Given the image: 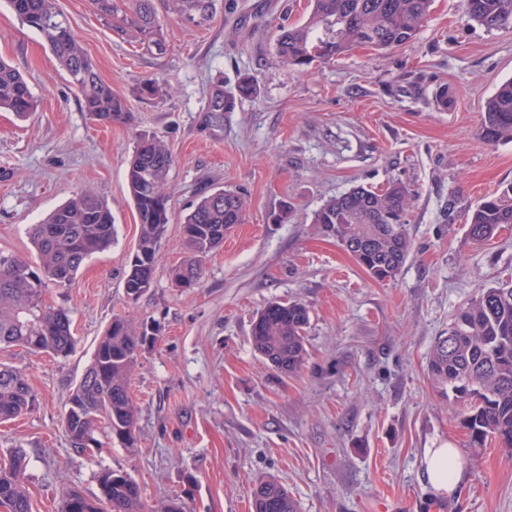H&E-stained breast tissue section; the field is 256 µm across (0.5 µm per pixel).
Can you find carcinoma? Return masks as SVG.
<instances>
[{"label": "carcinoma", "instance_id": "1", "mask_svg": "<svg viewBox=\"0 0 512 512\" xmlns=\"http://www.w3.org/2000/svg\"><path fill=\"white\" fill-rule=\"evenodd\" d=\"M433 0H313L305 22L283 24L274 60L306 72L324 59L357 45L385 51L410 42L429 19ZM27 26L38 31L59 67L77 90L84 111L101 123L128 117L125 97L103 81L97 66L57 7V0H8ZM97 14L127 40L157 55L166 51L154 0H91ZM172 16L196 26L213 18L214 0H165ZM463 13L491 31L512 25V0H463ZM139 94L160 98L167 86L148 79ZM256 90L241 82L227 94L224 84L209 90L207 111L221 118ZM37 100L22 73L0 60V111L25 118ZM481 140L489 145L512 142V80L504 82L485 104ZM172 156L155 137L139 140L127 169V186L139 233L130 256L124 292L136 302L152 288L160 248L170 224L167 186ZM412 197L405 186L383 189L355 186L324 203L313 223L333 236L374 279L396 277L410 253L407 214ZM246 199L240 192L218 189L203 196L186 215L182 238L188 259L172 268L180 288H194L203 277L202 259L224 242L226 233L244 221ZM512 224V183L483 197L471 210L469 238L487 241ZM116 235L112 209L91 189L55 208L31 228L36 262L0 252V347H21L54 358L74 351L69 312L46 301L51 286L65 288L86 261L112 246ZM309 311L297 301H273L252 324L254 350L283 375L298 372L307 359ZM161 325L153 319L115 315L99 339L92 363L68 397L63 427L72 449L93 455L114 441L137 447L138 408L130 395V379L142 353L159 341ZM427 372L438 396L457 411L470 443L476 448L496 440L512 447V286L481 288L461 306L448 334L432 346ZM38 395L19 368L0 363V422L34 410ZM25 452L14 451L0 464V502L12 512H33L25 486ZM100 494L76 488L63 499L62 512H143L142 488L122 469L105 468L97 476ZM252 512H298L288 490L273 478L261 479L252 495Z\"/></svg>", "mask_w": 512, "mask_h": 512}]
</instances>
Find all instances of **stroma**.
Returning <instances> with one entry per match:
<instances>
[{"instance_id":"1","label":"stroma","mask_w":512,"mask_h":512,"mask_svg":"<svg viewBox=\"0 0 512 512\" xmlns=\"http://www.w3.org/2000/svg\"><path fill=\"white\" fill-rule=\"evenodd\" d=\"M57 3L129 117L101 124L83 112L42 37L0 0V58L39 101L26 121L0 112V250L34 258L30 225L88 187L116 225L110 249L47 293L70 312L74 352L0 350L39 398L0 424V460L25 451L36 512H59L74 486L97 495L104 467L135 477L147 512L179 493L187 512H250L265 476L300 512H512V450L471 447L427 375L458 307L479 287L512 285V227L480 245L466 234L478 200L512 182V142L479 138L486 101L512 79V29L486 30L465 20L460 0H435L408 45L359 47L303 73L273 54L279 25L306 17L308 0H216L203 27L158 11L161 55L119 37L90 0ZM153 77L170 96L136 95ZM244 78L256 98L215 120L205 110L212 83L232 92ZM142 134L171 150V220L153 286L132 303L123 282L138 224L126 172ZM392 182L412 195L411 251L379 282L313 216L351 187ZM218 187L245 194V220L205 258L199 286L177 287L181 222ZM287 203V221L275 222ZM274 300L310 312L307 363L288 376L251 341L256 313ZM128 310L164 327L131 380L138 444L77 455L62 426L67 399L113 315ZM445 446L459 449L462 477L442 494L425 477L424 451Z\"/></svg>"}]
</instances>
